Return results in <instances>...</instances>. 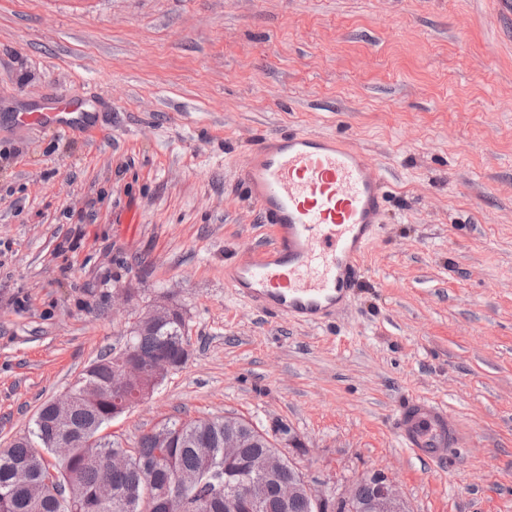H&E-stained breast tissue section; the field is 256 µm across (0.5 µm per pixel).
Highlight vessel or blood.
<instances>
[{"label":"vessel or blood","instance_id":"obj_1","mask_svg":"<svg viewBox=\"0 0 512 512\" xmlns=\"http://www.w3.org/2000/svg\"><path fill=\"white\" fill-rule=\"evenodd\" d=\"M88 113L81 99L49 95L20 120L67 131L88 125ZM240 179L272 237L268 247L226 266L229 284L262 312L320 321L358 284L387 182L355 146L298 129L261 137ZM457 434L448 411L431 400H412L401 412L400 443L416 456L445 461Z\"/></svg>","mask_w":512,"mask_h":512}]
</instances>
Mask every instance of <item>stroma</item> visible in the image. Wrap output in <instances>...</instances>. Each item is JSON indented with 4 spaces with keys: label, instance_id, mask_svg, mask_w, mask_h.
<instances>
[{
    "label": "stroma",
    "instance_id": "1",
    "mask_svg": "<svg viewBox=\"0 0 512 512\" xmlns=\"http://www.w3.org/2000/svg\"><path fill=\"white\" fill-rule=\"evenodd\" d=\"M50 93L91 129L17 121ZM285 128L389 184L319 323L224 275L271 238L238 171ZM158 299L189 357L109 440L237 415L316 489L379 472L410 512H512V0H0V448ZM413 398L455 419L447 464L401 447Z\"/></svg>",
    "mask_w": 512,
    "mask_h": 512
}]
</instances>
